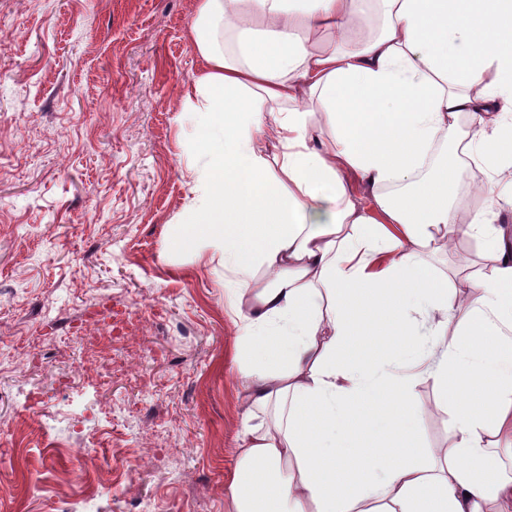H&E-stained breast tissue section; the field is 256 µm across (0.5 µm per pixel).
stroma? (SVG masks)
Masks as SVG:
<instances>
[{
	"label": "stroma",
	"instance_id": "1",
	"mask_svg": "<svg viewBox=\"0 0 512 512\" xmlns=\"http://www.w3.org/2000/svg\"><path fill=\"white\" fill-rule=\"evenodd\" d=\"M195 6L0 0V512H230L224 271L172 237L202 194Z\"/></svg>",
	"mask_w": 512,
	"mask_h": 512
}]
</instances>
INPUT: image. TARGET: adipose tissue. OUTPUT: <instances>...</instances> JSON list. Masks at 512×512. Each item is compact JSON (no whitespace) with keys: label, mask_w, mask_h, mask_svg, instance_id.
Returning <instances> with one entry per match:
<instances>
[{"label":"adipose tissue","mask_w":512,"mask_h":512,"mask_svg":"<svg viewBox=\"0 0 512 512\" xmlns=\"http://www.w3.org/2000/svg\"><path fill=\"white\" fill-rule=\"evenodd\" d=\"M191 34L204 199L175 232L224 268L233 512H512V0H197ZM461 238L488 269L452 285ZM417 351L445 448L396 371ZM413 396L427 411L419 424L421 441L425 448H445L450 443V409L441 402L439 389L431 379L420 378L413 385Z\"/></svg>","instance_id":"obj_1"}]
</instances>
